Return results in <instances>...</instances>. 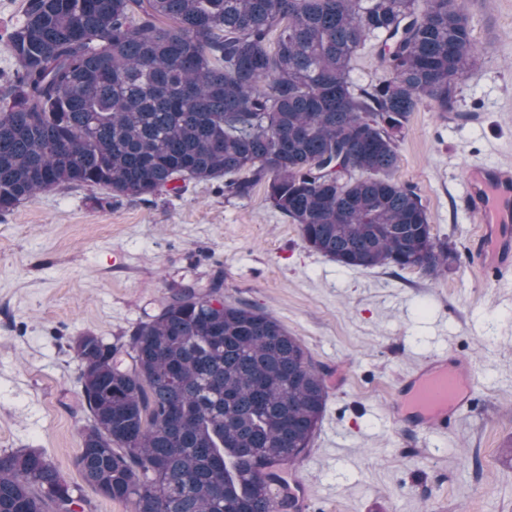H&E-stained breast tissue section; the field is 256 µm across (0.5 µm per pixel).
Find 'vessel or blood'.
<instances>
[{
  "label": "vessel or blood",
  "instance_id": "1",
  "mask_svg": "<svg viewBox=\"0 0 512 512\" xmlns=\"http://www.w3.org/2000/svg\"><path fill=\"white\" fill-rule=\"evenodd\" d=\"M462 205L479 226L466 250L470 264L489 285L512 279V168L471 166L465 173ZM476 373L447 352L427 358L396 385L391 401L395 422L418 434L447 431L458 413L473 404Z\"/></svg>",
  "mask_w": 512,
  "mask_h": 512
}]
</instances>
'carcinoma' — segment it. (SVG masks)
<instances>
[{
	"label": "carcinoma",
	"instance_id": "obj_1",
	"mask_svg": "<svg viewBox=\"0 0 512 512\" xmlns=\"http://www.w3.org/2000/svg\"><path fill=\"white\" fill-rule=\"evenodd\" d=\"M0 80V211L63 187L111 197L224 179L266 199L348 267L437 273L455 255L395 178L397 137L456 103L478 55L466 0H25ZM381 73L352 63L368 40ZM221 280L179 285L128 349H72L90 424L75 467L136 512H288L285 466L309 451L327 387L269 312ZM40 451L0 454V512H76Z\"/></svg>",
	"mask_w": 512,
	"mask_h": 512
}]
</instances>
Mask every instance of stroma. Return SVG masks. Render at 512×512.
I'll list each match as a JSON object with an SVG mask.
<instances>
[{
	"mask_svg": "<svg viewBox=\"0 0 512 512\" xmlns=\"http://www.w3.org/2000/svg\"><path fill=\"white\" fill-rule=\"evenodd\" d=\"M466 17L479 59L454 111L412 112L395 172L456 252L442 274L341 266L264 187L228 197L220 179L179 195L57 188L0 212V452H43L81 485L84 512H135L74 465L89 414L71 345L127 341L170 287L219 275L225 302L272 313L325 380L310 451L286 471L308 512H512V281L488 286L469 267L478 222L461 205L469 165L512 166V0H467ZM440 348L480 370L475 403L448 433H404L390 392Z\"/></svg>",
	"mask_w": 512,
	"mask_h": 512,
	"instance_id": "1",
	"label": "stroma"
}]
</instances>
